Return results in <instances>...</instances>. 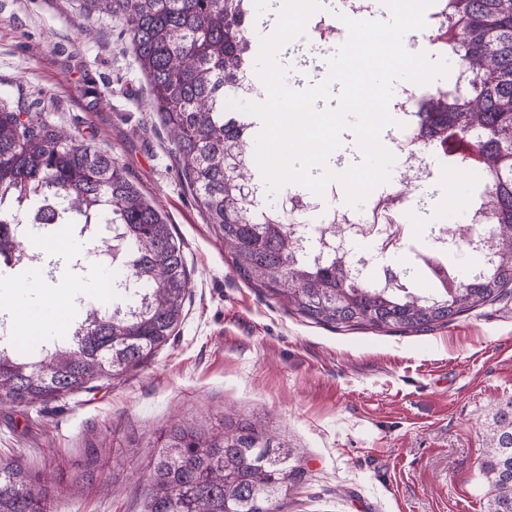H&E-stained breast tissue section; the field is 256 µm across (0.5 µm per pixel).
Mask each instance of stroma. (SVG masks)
I'll return each instance as SVG.
<instances>
[{
	"instance_id": "stroma-1",
	"label": "stroma",
	"mask_w": 512,
	"mask_h": 512,
	"mask_svg": "<svg viewBox=\"0 0 512 512\" xmlns=\"http://www.w3.org/2000/svg\"><path fill=\"white\" fill-rule=\"evenodd\" d=\"M281 47L276 32L255 46L260 83L287 84ZM1 92L111 154L172 224L189 274L181 322L146 363L0 406V456L63 475L56 512H143L158 430L175 415L219 425L228 406L305 468L281 512H487L484 426L512 398V297L421 335L337 331L246 282L180 178L122 23L82 0H0Z\"/></svg>"
}]
</instances>
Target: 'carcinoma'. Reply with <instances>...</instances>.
<instances>
[{
    "instance_id": "obj_1",
    "label": "carcinoma",
    "mask_w": 512,
    "mask_h": 512,
    "mask_svg": "<svg viewBox=\"0 0 512 512\" xmlns=\"http://www.w3.org/2000/svg\"><path fill=\"white\" fill-rule=\"evenodd\" d=\"M125 27L153 106L161 114L181 175L230 249L239 275L315 324L421 333L512 295V0H448V32L428 36L440 52L470 71L457 83L421 93L426 105L416 148L457 165L477 162L471 218L487 224L458 228L441 241L422 229L414 260L389 270L393 287L353 274L352 245L317 262V239L280 207L257 211L249 199L257 167L259 128L224 103L235 96L234 72L246 64L259 23L252 0H86ZM407 207L424 211L437 196L406 189ZM23 224L39 241L50 230L80 224L119 226L131 303L112 311L91 307L72 342L36 361L0 347V405L33 406L93 388L146 362L174 335L189 276L172 225L127 178L112 156L77 143L60 128L19 109L0 106V256L25 251L4 234ZM490 256L458 271L454 256L473 244ZM426 287H417L418 278ZM482 475L492 491L488 512H512V399L486 425ZM147 479L146 512H274L304 481L292 447L260 419L224 414L216 428L176 421L161 430ZM56 477L0 457V512H54Z\"/></svg>"
}]
</instances>
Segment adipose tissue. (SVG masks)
Returning a JSON list of instances; mask_svg holds the SVG:
<instances>
[{
    "label": "adipose tissue",
    "instance_id": "ef3b65f1",
    "mask_svg": "<svg viewBox=\"0 0 512 512\" xmlns=\"http://www.w3.org/2000/svg\"><path fill=\"white\" fill-rule=\"evenodd\" d=\"M264 18L287 32L283 46L288 51L286 61L291 73L287 90H274L257 100L255 106L270 139L288 140L287 154L273 152L266 156L265 167L271 176L288 189L301 180L319 187L329 183L337 169L344 168L353 193L365 187L379 191L390 185L394 176L382 172L381 154L371 147L372 142L383 141V132L370 123L347 127L337 121V108L358 111L356 95L362 87L375 93L379 105H386L389 97L379 93L374 71L363 72L359 84L354 85L346 71L328 76L330 58L326 55L318 68L299 67L300 53L314 46L306 38L303 15L291 11L289 0H269ZM366 25L368 31L388 34L390 42L384 54L392 70L403 76L404 86L415 91L436 85L437 74L429 61L428 48L410 46L412 38L421 37L426 30L423 0H376L375 14ZM298 106L310 110L311 122L292 127L290 135H283L284 110ZM32 277V286L24 289L15 279L0 275V291L7 295L0 301V317L20 336L42 337L58 327L62 313L74 308L77 295L72 292L60 297L41 272H33Z\"/></svg>",
    "mask_w": 512,
    "mask_h": 512
}]
</instances>
